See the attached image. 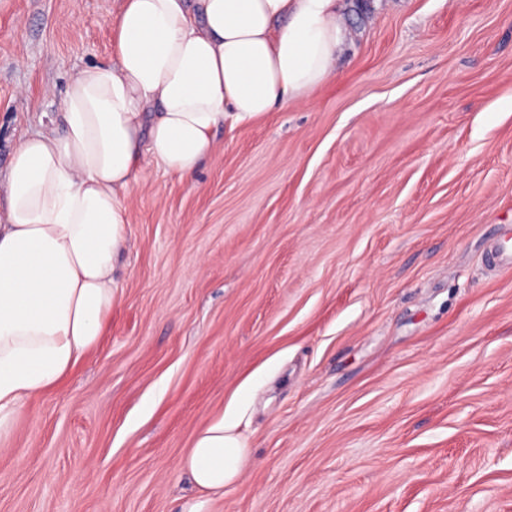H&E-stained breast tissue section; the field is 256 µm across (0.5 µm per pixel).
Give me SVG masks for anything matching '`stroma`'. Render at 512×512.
Wrapping results in <instances>:
<instances>
[{"label":"stroma","instance_id":"35a3bbf8","mask_svg":"<svg viewBox=\"0 0 512 512\" xmlns=\"http://www.w3.org/2000/svg\"><path fill=\"white\" fill-rule=\"evenodd\" d=\"M122 0H0V170L112 55ZM308 98L225 125L192 178L146 165L122 300L0 440V512H512V0H344ZM237 425L234 412L228 411L195 436L181 464L200 495L188 502L182 512H209L206 510L209 499L224 495V488L237 483L250 456Z\"/></svg>","mask_w":512,"mask_h":512}]
</instances>
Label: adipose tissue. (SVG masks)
<instances>
[{
    "instance_id": "obj_1",
    "label": "adipose tissue",
    "mask_w": 512,
    "mask_h": 512,
    "mask_svg": "<svg viewBox=\"0 0 512 512\" xmlns=\"http://www.w3.org/2000/svg\"><path fill=\"white\" fill-rule=\"evenodd\" d=\"M344 31L337 0H123L112 57L69 83L62 128L23 137L0 173V438L98 343L145 159L193 177L225 122L325 83ZM249 456L234 412L200 431L184 512H207Z\"/></svg>"
}]
</instances>
